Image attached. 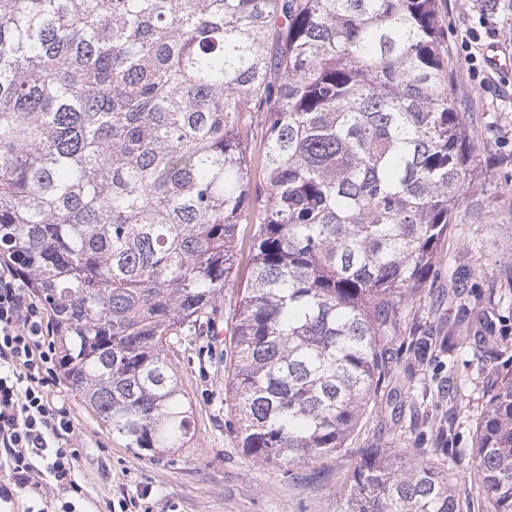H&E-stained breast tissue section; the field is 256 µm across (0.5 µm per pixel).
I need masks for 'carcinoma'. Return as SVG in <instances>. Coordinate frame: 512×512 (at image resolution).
Instances as JSON below:
<instances>
[{
    "instance_id": "obj_1",
    "label": "carcinoma",
    "mask_w": 512,
    "mask_h": 512,
    "mask_svg": "<svg viewBox=\"0 0 512 512\" xmlns=\"http://www.w3.org/2000/svg\"><path fill=\"white\" fill-rule=\"evenodd\" d=\"M480 168L439 0H0V260L126 448L189 447L165 350L214 329L244 256L227 430L292 468L344 447L449 225L501 212ZM253 171L266 192L246 242ZM502 177L511 224L512 158ZM427 452L363 449L339 512H459L463 455ZM476 477L512 512V373L487 393Z\"/></svg>"
}]
</instances>
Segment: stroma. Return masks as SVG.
Masks as SVG:
<instances>
[{"label":"stroma","mask_w":512,"mask_h":512,"mask_svg":"<svg viewBox=\"0 0 512 512\" xmlns=\"http://www.w3.org/2000/svg\"><path fill=\"white\" fill-rule=\"evenodd\" d=\"M495 14L484 0H442L448 24V59L455 89L475 133L489 132L485 171H497L496 159L512 153V77L490 75L486 44L512 52V0H500ZM507 224H453L441 240L437 259L420 297L397 328L391 347L390 380L375 406L365 412L345 448L289 475L285 466L264 464L240 448L224 428L233 416L224 390V364H201L198 352L221 351L229 338L240 290L249 273L239 265L230 274L218 302L223 320L216 336H189L171 345L194 410L190 447L163 458L123 447L92 414L82 408L65 382L54 399L65 404L83 451L76 463L85 499L79 512H103L106 501L143 495L149 512H337L340 479L353 467L359 449L402 448L407 437L418 447L434 445L438 429L451 428L450 445L465 455L451 478L461 512H490L478 493L474 438L486 406V387L512 372V317L497 327L496 354L484 357L474 337L485 328L474 307L498 303L494 275L507 259Z\"/></svg>","instance_id":"35a3bbf8"}]
</instances>
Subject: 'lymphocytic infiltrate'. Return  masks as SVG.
<instances>
[{
	"instance_id": "obj_1",
	"label": "lymphocytic infiltrate",
	"mask_w": 512,
	"mask_h": 512,
	"mask_svg": "<svg viewBox=\"0 0 512 512\" xmlns=\"http://www.w3.org/2000/svg\"><path fill=\"white\" fill-rule=\"evenodd\" d=\"M55 327L46 308L26 293L13 270L0 271V468H8L13 488L0 486V501L13 490L28 494L27 512H48L50 490L79 497L74 421L53 401L50 369L56 355ZM64 502L62 512H73Z\"/></svg>"
}]
</instances>
